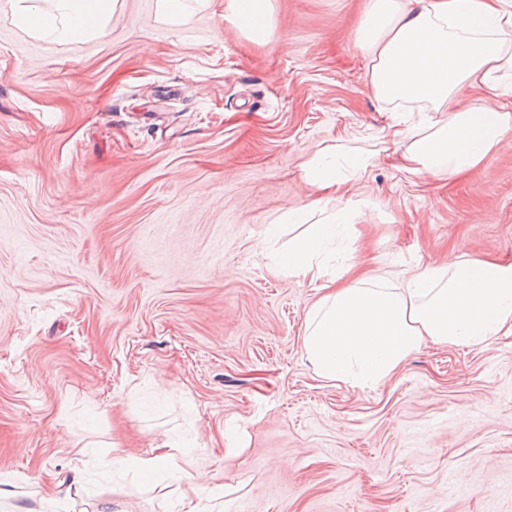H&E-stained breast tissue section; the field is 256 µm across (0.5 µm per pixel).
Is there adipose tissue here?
Listing matches in <instances>:
<instances>
[{"label":"adipose tissue","mask_w":512,"mask_h":512,"mask_svg":"<svg viewBox=\"0 0 512 512\" xmlns=\"http://www.w3.org/2000/svg\"><path fill=\"white\" fill-rule=\"evenodd\" d=\"M119 0H10L14 25L39 37L77 43L104 34ZM226 17L251 40L272 34V0H226ZM367 61L372 96L399 120L398 170L454 178L479 168L512 131V0H367L355 30ZM480 91L475 107L460 104L464 87ZM377 153H350L331 145L301 166V179L333 207L315 220V208L288 212V224L306 225L277 265L298 278L324 281L325 292L307 313L304 346L322 377L352 387L389 379L425 340L489 345L512 334V264L453 260L428 265L401 285L382 273L348 266L347 280L327 275L332 246L351 250L357 213L344 187L377 166ZM179 444L163 442L149 458L125 457L156 485L178 471Z\"/></svg>","instance_id":"obj_1"}]
</instances>
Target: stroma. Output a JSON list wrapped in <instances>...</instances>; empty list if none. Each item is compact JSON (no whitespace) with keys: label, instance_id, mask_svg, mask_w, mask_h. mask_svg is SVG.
<instances>
[{"label":"stroma","instance_id":"35a3bbf8","mask_svg":"<svg viewBox=\"0 0 512 512\" xmlns=\"http://www.w3.org/2000/svg\"><path fill=\"white\" fill-rule=\"evenodd\" d=\"M365 0H273L243 38L209 0L180 23L122 0L103 37L39 39L0 0V512H512V335L425 343L372 389L303 346L319 293L280 270L281 223L316 194L300 165L379 152L356 179L349 264H512V134L480 169L392 166V117L354 44ZM188 441L155 487L113 460Z\"/></svg>","mask_w":512,"mask_h":512}]
</instances>
